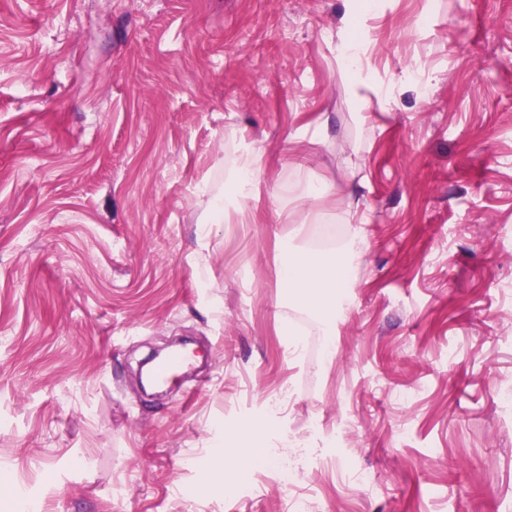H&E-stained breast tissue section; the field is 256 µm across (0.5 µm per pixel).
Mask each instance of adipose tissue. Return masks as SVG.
Wrapping results in <instances>:
<instances>
[{
	"label": "adipose tissue",
	"instance_id": "1",
	"mask_svg": "<svg viewBox=\"0 0 512 512\" xmlns=\"http://www.w3.org/2000/svg\"><path fill=\"white\" fill-rule=\"evenodd\" d=\"M262 184L257 153L244 150L231 175L227 193L211 199L205 223H223L229 208L237 209L245 201L259 199ZM364 248V239L356 236L328 255L290 249L282 253L279 277L289 305L314 310L327 336L336 333V314L346 304L348 287L361 264Z\"/></svg>",
	"mask_w": 512,
	"mask_h": 512
}]
</instances>
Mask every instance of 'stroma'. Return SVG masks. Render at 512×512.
I'll return each mask as SVG.
<instances>
[{
  "label": "stroma",
  "mask_w": 512,
  "mask_h": 512,
  "mask_svg": "<svg viewBox=\"0 0 512 512\" xmlns=\"http://www.w3.org/2000/svg\"><path fill=\"white\" fill-rule=\"evenodd\" d=\"M247 145L266 192L203 223ZM321 182L324 243L291 210ZM350 211L365 254L316 369L288 356L283 327L319 330L280 249L331 252ZM180 336L209 368L142 392ZM510 384L512 0H0V486L47 512H288L308 488L310 512H512ZM250 424L314 451L203 494L192 458ZM337 48L340 57L343 59L342 63L348 71L356 73L362 69L360 49L352 35L343 36Z\"/></svg>",
  "instance_id": "obj_1"
}]
</instances>
